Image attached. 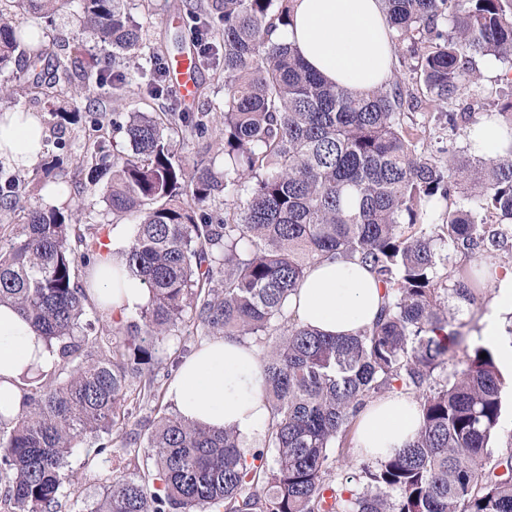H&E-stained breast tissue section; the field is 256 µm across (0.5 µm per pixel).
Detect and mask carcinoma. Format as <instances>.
I'll use <instances>...</instances> for the list:
<instances>
[{"label":"carcinoma","mask_w":512,"mask_h":512,"mask_svg":"<svg viewBox=\"0 0 512 512\" xmlns=\"http://www.w3.org/2000/svg\"><path fill=\"white\" fill-rule=\"evenodd\" d=\"M13 2L48 22L70 0ZM381 2L394 49L416 60L428 100L451 107L443 130L477 123L475 110L500 90L483 84L475 59L512 61V0ZM78 6L91 41L114 59L147 48L150 67L115 71L110 87L107 66L77 56L34 75L47 48L0 8V68L20 49L15 79L33 89L79 72L116 97L136 88L154 101L174 97L156 69L173 59L148 46L127 0ZM291 12L292 0L191 6L216 46L210 61L198 46L193 56L224 79L223 171L202 161L188 169L165 135L172 120L206 137V110L135 111L122 126L133 153L92 147L90 180L112 168V215L138 219L124 263L150 293L141 322L113 338L88 335L78 264L92 267L108 247L58 210L31 205L0 246V303L59 357L54 370L23 380L15 416L0 414V476L15 512H56L73 448L128 425L131 383L151 395L165 344L187 323L261 351L270 452L248 456L235 430L165 414L145 444L154 473L113 479L91 512H512V453L491 446L503 376L492 350L465 345L441 306L443 296L477 304L482 281L468 263L512 248V144L493 158L425 154L404 122V109L418 107L409 85L358 95L323 80L276 37ZM223 196L239 204L215 219ZM334 258L358 262L384 289L374 322L351 336H324L288 314L307 269ZM388 395L415 398L421 427L384 460L353 454L357 487L348 489L330 456L351 450L358 414Z\"/></svg>","instance_id":"carcinoma-1"}]
</instances>
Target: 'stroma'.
Segmentation results:
<instances>
[{
	"label": "stroma",
	"instance_id": "1",
	"mask_svg": "<svg viewBox=\"0 0 512 512\" xmlns=\"http://www.w3.org/2000/svg\"><path fill=\"white\" fill-rule=\"evenodd\" d=\"M190 0H132L131 14L147 31L151 42L163 44L175 36L190 38L194 20L188 9ZM45 43L56 54H80L84 63L103 58L104 53L90 42L80 26L76 6L70 5L56 13L44 24ZM10 87V95L0 94V110L41 113L49 129V148L32 168L15 169L0 162V183L12 181L20 207L0 210V245L6 244L23 215V206L46 199L43 171L53 168L67 192L59 211L72 224L94 225L101 236H108L114 226H121L123 242H130L133 218H113L105 197L107 180L89 183L87 171L91 158L87 140L92 123H99L108 153H127L131 146L122 126L128 112L154 111L157 104L132 94L115 100L82 88L79 80L57 85L52 94L44 96L31 92L27 85L14 82L11 71L0 72V87ZM74 113L71 121L60 119V112ZM495 295L493 288H485L480 304L449 307L448 317L454 329L461 332L466 344L483 343V317ZM108 443V451H100V443ZM146 467L142 447L123 445L121 434H100L87 438L69 458L64 470L62 494L58 512H91L103 497L113 478L132 475Z\"/></svg>",
	"mask_w": 512,
	"mask_h": 512
}]
</instances>
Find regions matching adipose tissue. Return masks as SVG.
Instances as JSON below:
<instances>
[{"label": "adipose tissue", "mask_w": 512, "mask_h": 512, "mask_svg": "<svg viewBox=\"0 0 512 512\" xmlns=\"http://www.w3.org/2000/svg\"><path fill=\"white\" fill-rule=\"evenodd\" d=\"M304 62L328 81L364 92L389 80L394 58L380 0H293L292 23L279 32ZM508 136L496 117L483 116L468 131L469 150L477 156L500 153ZM47 148L36 113L0 123V161L35 165ZM123 264L114 255L99 260L88 276L95 304L113 316L140 309L149 299L146 285L131 276L116 277ZM384 290L360 264L327 259L312 266L287 303L300 323L330 336L353 335L374 321ZM54 349L39 338L30 321L14 307L0 304V412L16 413L19 383L31 369L50 371ZM167 398L183 418L214 428H233L242 447L258 441L269 418L264 372L254 347L231 340L205 343L179 366ZM421 424L417 404L407 396L368 404L357 418L359 448L373 459L404 448Z\"/></svg>", "instance_id": "ef3b65f1"}]
</instances>
